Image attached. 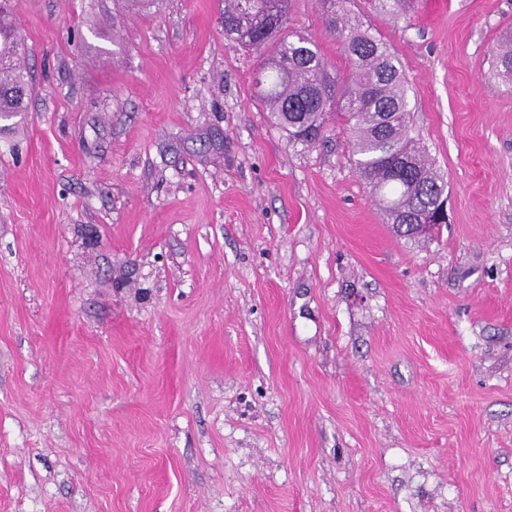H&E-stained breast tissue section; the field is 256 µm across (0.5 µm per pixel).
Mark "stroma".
I'll list each match as a JSON object with an SVG mask.
<instances>
[{"instance_id": "stroma-1", "label": "stroma", "mask_w": 512, "mask_h": 512, "mask_svg": "<svg viewBox=\"0 0 512 512\" xmlns=\"http://www.w3.org/2000/svg\"><path fill=\"white\" fill-rule=\"evenodd\" d=\"M0 512H512V0L347 8L448 222L397 236L329 116L289 141L224 0H9ZM323 0L288 25L347 76ZM24 53V42L8 9L0 6V115L2 118L10 117L17 112H25L24 97L15 94L17 89L25 88L27 95L33 90L29 74L24 68L18 67L17 71L9 74L2 72L4 58L15 56L19 60ZM496 72L512 80V36H505L493 50Z\"/></svg>"}]
</instances>
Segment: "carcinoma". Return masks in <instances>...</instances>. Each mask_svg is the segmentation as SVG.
<instances>
[{
  "label": "carcinoma",
  "mask_w": 512,
  "mask_h": 512,
  "mask_svg": "<svg viewBox=\"0 0 512 512\" xmlns=\"http://www.w3.org/2000/svg\"><path fill=\"white\" fill-rule=\"evenodd\" d=\"M334 26L350 68V78L334 100L324 60L315 41L287 29L289 0H224V36L264 55L256 81L258 94L291 141L312 144L323 134L332 103L351 132L359 176L381 205L396 232L413 237L421 215L446 208V185L426 152L408 135L404 78L386 43L352 18L347 0H328ZM379 9L398 18L412 0H377ZM24 42L6 7L0 6V62L20 58ZM496 72L512 80V36L493 50ZM33 84L22 68L0 71V116L24 111L23 97Z\"/></svg>",
  "instance_id": "obj_1"
}]
</instances>
